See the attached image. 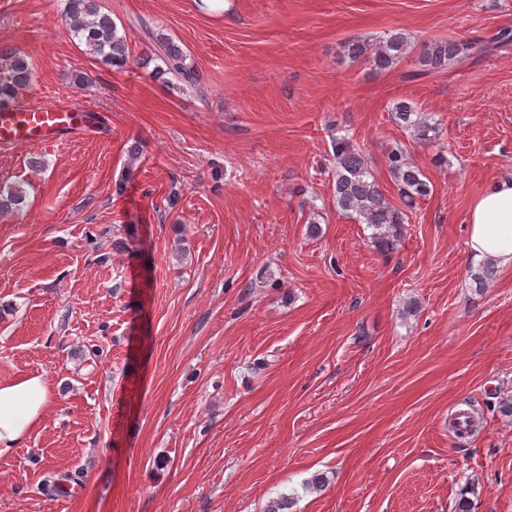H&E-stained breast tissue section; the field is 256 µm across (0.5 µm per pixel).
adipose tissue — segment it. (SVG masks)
I'll return each instance as SVG.
<instances>
[{"label":"adipose tissue","instance_id":"1","mask_svg":"<svg viewBox=\"0 0 512 512\" xmlns=\"http://www.w3.org/2000/svg\"><path fill=\"white\" fill-rule=\"evenodd\" d=\"M467 253L473 263L512 267V177L496 179L474 200L468 213ZM54 401L43 375L0 383V455L21 446Z\"/></svg>","mask_w":512,"mask_h":512}]
</instances>
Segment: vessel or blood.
Masks as SVG:
<instances>
[{
    "instance_id": "b4317fda",
    "label": "vessel or blood",
    "mask_w": 512,
    "mask_h": 512,
    "mask_svg": "<svg viewBox=\"0 0 512 512\" xmlns=\"http://www.w3.org/2000/svg\"><path fill=\"white\" fill-rule=\"evenodd\" d=\"M103 121L91 106L48 103L31 96L22 105L0 110V150L20 143L54 144L64 133L91 131Z\"/></svg>"
}]
</instances>
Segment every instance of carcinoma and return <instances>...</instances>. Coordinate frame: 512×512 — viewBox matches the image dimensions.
I'll list each match as a JSON object with an SVG mask.
<instances>
[{"mask_svg": "<svg viewBox=\"0 0 512 512\" xmlns=\"http://www.w3.org/2000/svg\"><path fill=\"white\" fill-rule=\"evenodd\" d=\"M63 20L72 38L85 47L86 53L102 58L113 68L122 69L128 64L130 47L126 36L120 33L102 0H66ZM142 28L152 41V54L163 63L157 74H169L186 85L198 86L196 70L186 64L182 48L170 38L154 34L147 24H142ZM469 49L464 42L441 38L422 43L417 51L410 34L392 29L374 40L357 38L345 42L343 56L384 72L415 51L419 66L415 76L418 77L462 65L468 59ZM33 79V68L26 56L0 49V109L16 103L20 91ZM392 118L415 143L428 144L439 135V123L409 103H397L392 109ZM384 161L404 207L411 209L417 200L431 194V182L403 145L395 143L386 147ZM332 202L336 211L373 229L372 239L378 251L390 253L397 249L405 235L407 214L389 201L365 154L346 136L332 138ZM23 204L21 189L0 185L1 216L20 211ZM496 276L494 263H485L473 277L475 291L483 292Z\"/></svg>", "mask_w": 512, "mask_h": 512, "instance_id": "cac0c4a2", "label": "carcinoma"}]
</instances>
